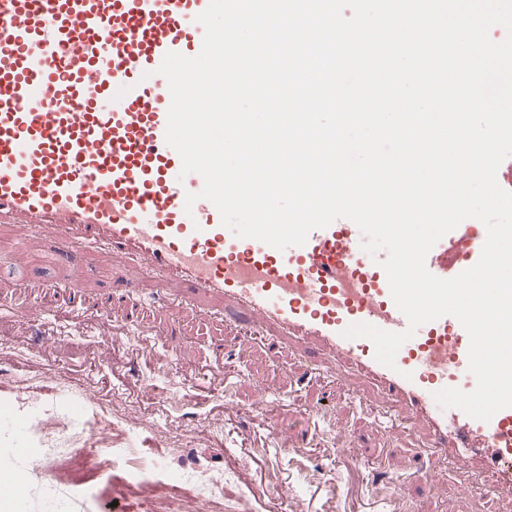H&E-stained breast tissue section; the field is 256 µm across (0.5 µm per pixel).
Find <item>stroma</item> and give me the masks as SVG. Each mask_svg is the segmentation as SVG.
<instances>
[{
    "instance_id": "1",
    "label": "stroma",
    "mask_w": 512,
    "mask_h": 512,
    "mask_svg": "<svg viewBox=\"0 0 512 512\" xmlns=\"http://www.w3.org/2000/svg\"><path fill=\"white\" fill-rule=\"evenodd\" d=\"M84 263L93 284L79 294L46 231L0 240V449L25 478L16 512H45V468L69 447L57 426L73 420L111 448L96 485L140 469L186 489L224 476L200 512H224L228 493L253 512H483L487 478L443 462L432 479L431 448L407 421L372 413L371 384L338 381L212 304L186 305L171 327L141 295L111 299L126 265L96 249ZM170 335L184 352L161 344ZM402 478L415 488L405 500L391 487Z\"/></svg>"
}]
</instances>
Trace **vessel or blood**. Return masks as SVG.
I'll return each instance as SVG.
<instances>
[{
  "label": "vessel or blood",
  "instance_id": "1",
  "mask_svg": "<svg viewBox=\"0 0 512 512\" xmlns=\"http://www.w3.org/2000/svg\"><path fill=\"white\" fill-rule=\"evenodd\" d=\"M209 0H0V215L20 229L54 230L53 253L87 280L79 251L131 261L113 294L150 277L197 303L214 301L247 325L296 341L322 366L368 379L389 409L419 426L438 459L470 460L500 496L512 495V407L490 420L441 408L435 392L472 391L469 337L451 316L422 325L394 367L377 361L353 323L401 332L384 270L365 262L356 225L335 221L280 251L236 237L215 206L186 210L200 175H182L165 141L171 95L158 75L164 55L200 50L196 17ZM481 224H462L426 258L455 277L478 261Z\"/></svg>",
  "mask_w": 512,
  "mask_h": 512
}]
</instances>
